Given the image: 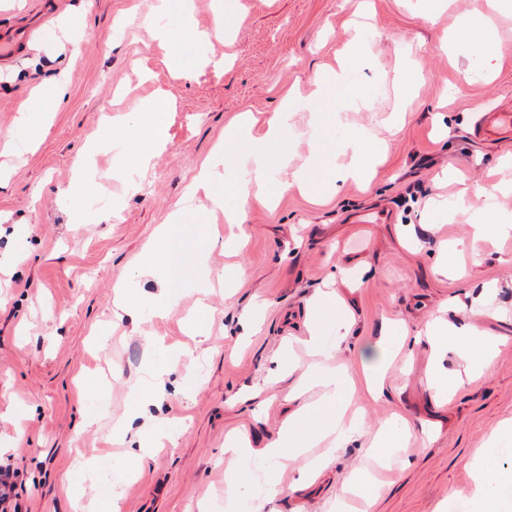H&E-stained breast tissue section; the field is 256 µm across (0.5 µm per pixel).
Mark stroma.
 Segmentation results:
<instances>
[{
    "label": "stroma",
    "mask_w": 512,
    "mask_h": 512,
    "mask_svg": "<svg viewBox=\"0 0 512 512\" xmlns=\"http://www.w3.org/2000/svg\"><path fill=\"white\" fill-rule=\"evenodd\" d=\"M155 0H0V32L31 28L27 50L0 63V468L10 470L19 512H84L120 491V512H467L477 484L496 486L512 505V458L476 472L468 464L493 430L512 422V237L480 243L439 270L442 242L469 240L470 211L461 187L512 222V135L479 141L472 131L484 106L512 105V16L489 72L470 53L440 45L457 23L488 10L489 0H190L200 30L223 18L226 42L205 47L223 58L175 79L168 47L141 24ZM368 63L355 72L370 108L322 102L294 112L286 140L271 147L277 181L291 180L314 144L336 151L364 132L387 144L371 188L327 181L322 168L307 195L291 188L278 201L249 198L239 224L217 219L219 233L241 239L232 252L212 245L197 194L182 227L178 299L165 312L166 289L135 270L137 256L187 195L214 145L228 140L241 115L266 121L292 87L338 67L354 35ZM418 63L422 81L399 87L398 73ZM67 90L53 112L20 121L31 91L58 75ZM162 92L172 103L167 141L128 188L119 171L127 153L147 149L129 112ZM91 157L99 211L63 202L79 161ZM232 274L231 286L205 288L201 267ZM135 304L113 313L118 283ZM349 314L352 352L334 364L357 372L391 324L416 333L434 319L477 325L498 340L489 374L447 399L427 377L434 359L416 347L394 361L385 390L357 388L363 425L329 458L312 485L297 486L316 448L287 465L261 450L299 404L310 405L304 432L327 428L336 408L321 388L289 401L313 361L311 334L336 339ZM184 354L140 406L136 388L153 340ZM166 430L173 440L139 451L114 438V425ZM413 427L407 469L381 470L375 494L340 499L344 482L370 468L377 433L396 417ZM242 435L237 461L224 453ZM94 459L111 484L77 481V458ZM235 495H228V485Z\"/></svg>",
    "instance_id": "35a3bbf8"
}]
</instances>
